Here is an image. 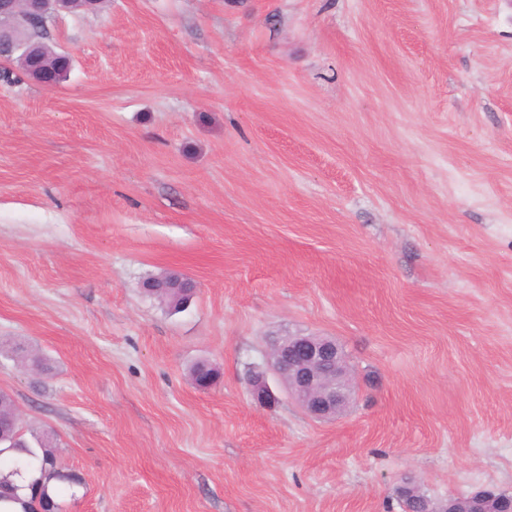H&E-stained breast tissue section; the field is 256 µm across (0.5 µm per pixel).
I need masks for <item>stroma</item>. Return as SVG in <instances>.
Here are the masks:
<instances>
[{
	"instance_id": "stroma-1",
	"label": "stroma",
	"mask_w": 512,
	"mask_h": 512,
	"mask_svg": "<svg viewBox=\"0 0 512 512\" xmlns=\"http://www.w3.org/2000/svg\"><path fill=\"white\" fill-rule=\"evenodd\" d=\"M48 37L66 81H0V390L62 512L512 492V0H108ZM288 331L344 349L343 415L251 397ZM183 280H187V279H183ZM183 285L187 286L188 288H178V289L156 288L158 293L154 296H152V295H150V296L165 303L166 306L172 310L181 311L188 305V303L192 300V298L196 294V283L192 279H188L187 281L184 282Z\"/></svg>"
}]
</instances>
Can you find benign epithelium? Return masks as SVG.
Instances as JSON below:
<instances>
[{"label": "benign epithelium", "instance_id": "obj_1", "mask_svg": "<svg viewBox=\"0 0 512 512\" xmlns=\"http://www.w3.org/2000/svg\"><path fill=\"white\" fill-rule=\"evenodd\" d=\"M74 0H0V69L14 61L36 56L38 46L24 36L35 23H47L61 13L75 9ZM45 86L59 84L60 74L53 67L31 72ZM276 375L287 393L303 410L318 420L336 417L354 394L353 381L345 368L343 355L335 339L296 332L272 342L268 368L250 379V393L259 404L271 407L279 398L271 389L268 374Z\"/></svg>", "mask_w": 512, "mask_h": 512}]
</instances>
